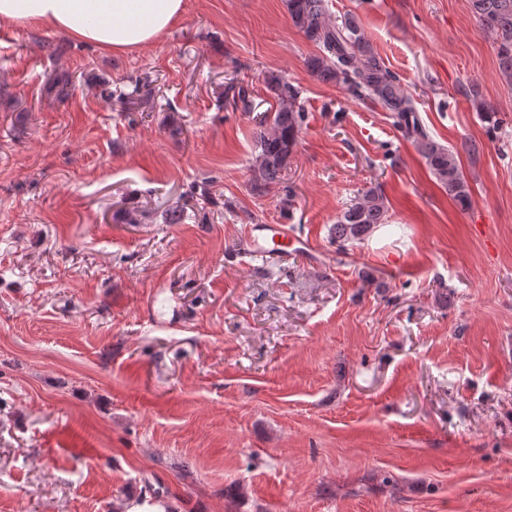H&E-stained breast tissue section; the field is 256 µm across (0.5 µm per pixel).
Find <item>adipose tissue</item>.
<instances>
[{"label": "adipose tissue", "instance_id": "1", "mask_svg": "<svg viewBox=\"0 0 512 512\" xmlns=\"http://www.w3.org/2000/svg\"><path fill=\"white\" fill-rule=\"evenodd\" d=\"M183 9L184 0H0V24L62 29L81 43L123 53L154 41Z\"/></svg>", "mask_w": 512, "mask_h": 512}]
</instances>
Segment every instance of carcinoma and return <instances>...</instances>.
<instances>
[{
	"instance_id": "carcinoma-1",
	"label": "carcinoma",
	"mask_w": 512,
	"mask_h": 512,
	"mask_svg": "<svg viewBox=\"0 0 512 512\" xmlns=\"http://www.w3.org/2000/svg\"><path fill=\"white\" fill-rule=\"evenodd\" d=\"M471 5L481 26L495 35L500 74L512 84V0H471ZM287 7L293 25L319 49L306 61L312 76L325 83L344 85L390 113L393 125L414 142L429 172L448 191V196L460 208H467L471 194L457 153L430 136L413 98L374 51L355 18L347 16L336 22L329 13L327 0H287ZM265 83L274 95L276 108L258 117L259 135L250 168V190L256 195L283 182L305 121L298 91L292 84L273 73L265 77ZM50 84L55 98L61 102L74 90L69 75L57 73ZM225 91L224 98L230 105L245 111L252 109L246 88L230 83ZM151 94L150 82L139 80L121 99L133 111ZM386 223V198L371 188L344 208L330 228V239L336 243V252L345 254L349 248L363 243L378 225Z\"/></svg>"
}]
</instances>
